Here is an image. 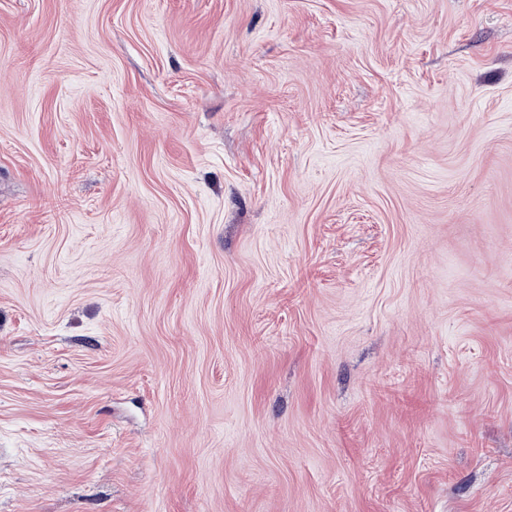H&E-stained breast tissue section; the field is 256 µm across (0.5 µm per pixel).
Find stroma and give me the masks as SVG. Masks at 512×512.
Segmentation results:
<instances>
[{"instance_id":"obj_1","label":"stroma","mask_w":512,"mask_h":512,"mask_svg":"<svg viewBox=\"0 0 512 512\" xmlns=\"http://www.w3.org/2000/svg\"><path fill=\"white\" fill-rule=\"evenodd\" d=\"M0 512H512V0H0Z\"/></svg>"}]
</instances>
